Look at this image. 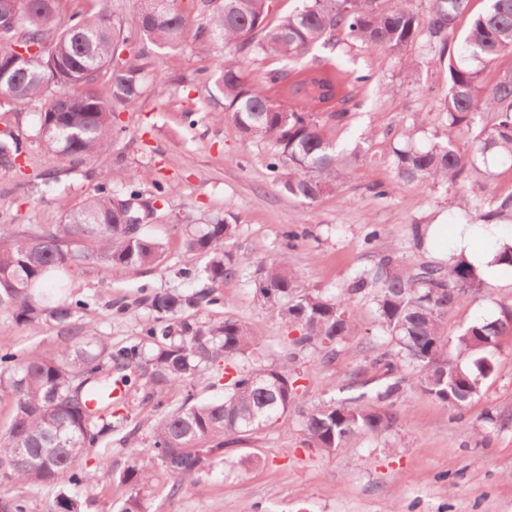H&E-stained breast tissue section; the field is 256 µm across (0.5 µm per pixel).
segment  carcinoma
I'll return each instance as SVG.
<instances>
[{
    "mask_svg": "<svg viewBox=\"0 0 512 512\" xmlns=\"http://www.w3.org/2000/svg\"><path fill=\"white\" fill-rule=\"evenodd\" d=\"M17 28L0 38V104L24 109L44 102L34 137L47 151L80 163L112 148L118 135L117 113L136 107L148 83L163 89L166 81L152 70V47H176L190 39L202 52L213 51L217 85L225 111L241 135L266 143L277 183L289 196L314 201L340 184L359 150L339 148L322 133L320 112L341 115L353 95V82L332 63L308 60L319 43L339 35L366 47L384 46L401 55L423 36L447 61L448 92L441 106L447 127L425 145L415 144L413 130L404 147L394 151L397 181L422 187L454 186L477 161L512 164V70L491 85L484 72L500 57L512 55V0H486L463 38L460 50L449 37L469 0H433L421 17L410 0H306L303 8L272 27L267 23L271 0H140L135 29L145 40L121 55L123 29L105 10L78 13L67 28L57 27L59 0H21ZM249 50L275 57L289 68H270L257 82L248 81L236 53ZM483 112L494 122H477ZM473 131L460 143L453 132ZM26 144L12 132L0 136V164L15 165ZM96 192L68 211L62 223L17 227L0 224V311L36 332L52 320L70 325L84 303H73L63 291L77 268L138 270L158 262L165 244L136 230L153 215V198L138 190L115 193L108 185L121 180L103 175ZM458 207L488 223L512 211V196L499 202L460 196ZM237 225L216 219L188 234V262L178 266L179 284L143 292L148 316L137 340L117 349L96 336L91 325L83 335L52 354L0 352V393L12 399L13 418L0 433V478L31 489L68 488L49 512H78L77 493L96 480L79 467L89 448H100L129 415L112 395V371L134 379L142 401L162 409L150 425L142 454L157 461L175 481L172 492L201 473L216 456H224V438L244 440L287 417L296 404L297 378L280 367L246 366L259 344L258 328L233 318L202 321L203 308L224 307V280L250 264L236 253ZM202 264H197L196 260ZM57 281V290L45 283ZM257 296L277 310L279 318L300 331L291 340L299 348L332 353L357 331V301L369 297L379 331L396 350L383 356L392 382L374 394L363 392L342 401L326 400L306 416L307 441L327 454L357 434H382L397 420L376 407L402 390L395 374L406 365L418 372L419 391L452 407L470 402L493 371L485 353L512 330V304L500 306L494 319H478L456 337V354H448L444 322L457 296L479 292L483 282L465 257L420 264L405 270L398 258L385 255L357 273L335 294L305 287L283 262L254 271ZM206 378L224 388L221 401H194L166 410L169 391L188 380ZM120 478L131 493L118 512H143L141 490L152 469L134 465Z\"/></svg>",
    "mask_w": 512,
    "mask_h": 512,
    "instance_id": "carcinoma-1",
    "label": "carcinoma"
}]
</instances>
